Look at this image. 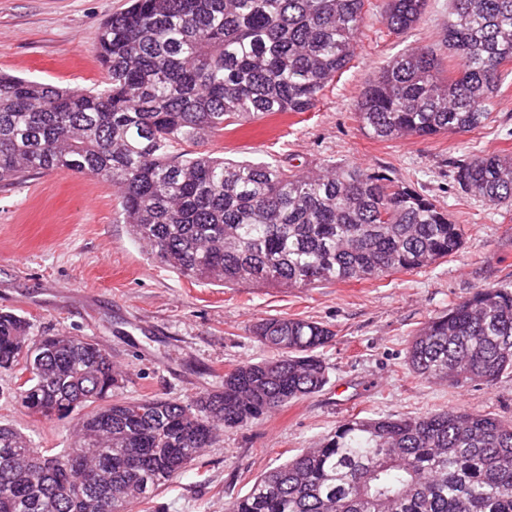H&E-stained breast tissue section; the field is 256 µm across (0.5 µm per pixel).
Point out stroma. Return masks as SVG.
Masks as SVG:
<instances>
[{
  "instance_id": "35a3bbf8",
  "label": "stroma",
  "mask_w": 512,
  "mask_h": 512,
  "mask_svg": "<svg viewBox=\"0 0 512 512\" xmlns=\"http://www.w3.org/2000/svg\"><path fill=\"white\" fill-rule=\"evenodd\" d=\"M382 0H365V35L355 56L311 111L277 114L197 142L182 153L229 159H293L305 168L336 161L389 175L446 208L463 228L460 251L418 271L314 288H223L176 274L150 258L124 224L119 191L68 171L0 186V309L26 318L36 336L65 331L97 342L121 368L115 396L184 400L220 386L225 371L272 357L249 328L262 318L312 319L334 340L320 354L330 380L248 426L224 432L155 501L158 512H224L264 472L314 446L344 421L478 409L512 423V374L455 388L413 374L411 338L430 318L479 288L512 282V204L464 194L453 163L512 152V85L495 99L484 128L430 138L378 141L356 105L379 67L408 50L440 46L448 0H428L422 20L400 33L381 20ZM128 0H0V72L70 88L103 85L94 47L102 23ZM0 373V421L37 448H66L73 418L35 419Z\"/></svg>"
}]
</instances>
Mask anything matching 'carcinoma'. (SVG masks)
<instances>
[{
  "label": "carcinoma",
  "instance_id": "cac0c4a2",
  "mask_svg": "<svg viewBox=\"0 0 512 512\" xmlns=\"http://www.w3.org/2000/svg\"><path fill=\"white\" fill-rule=\"evenodd\" d=\"M365 0H131L101 27L107 80L93 90L0 74V184L41 171L91 175L121 192L143 251L176 273L233 288H313L425 269L462 247L448 211L386 174L331 163L304 170L174 154L175 145L286 112L310 111L364 36ZM428 0H383L391 33L416 26ZM441 42L395 57L357 103L380 141L484 127L512 79V0H450ZM459 188L512 200V154L453 163ZM272 358L242 362L222 386L186 401L112 399L123 384L87 337L32 338L0 311V372L32 417H75L71 446L31 451L0 424V512H112L149 503L226 430L329 382L317 350L336 333L309 319L259 320ZM420 378L463 388L512 373V283L478 289L429 319L409 342ZM95 471V490L73 489ZM224 512H512V424L448 410L353 418L257 478Z\"/></svg>",
  "mask_w": 512,
  "mask_h": 512
}]
</instances>
